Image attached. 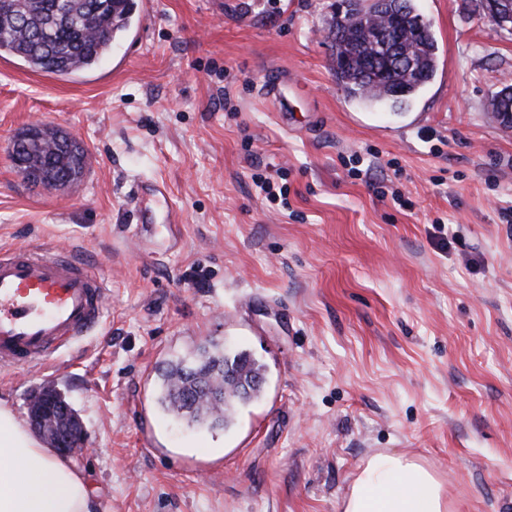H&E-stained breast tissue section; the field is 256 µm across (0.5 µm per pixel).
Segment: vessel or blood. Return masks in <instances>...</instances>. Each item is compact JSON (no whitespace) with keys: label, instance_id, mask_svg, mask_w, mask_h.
Masks as SVG:
<instances>
[{"label":"vessel or blood","instance_id":"obj_1","mask_svg":"<svg viewBox=\"0 0 512 512\" xmlns=\"http://www.w3.org/2000/svg\"><path fill=\"white\" fill-rule=\"evenodd\" d=\"M101 276L69 253L0 250V364L33 367L97 327Z\"/></svg>","mask_w":512,"mask_h":512}]
</instances>
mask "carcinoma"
Returning <instances> with one entry per match:
<instances>
[{
	"label": "carcinoma",
	"mask_w": 512,
	"mask_h": 512,
	"mask_svg": "<svg viewBox=\"0 0 512 512\" xmlns=\"http://www.w3.org/2000/svg\"><path fill=\"white\" fill-rule=\"evenodd\" d=\"M397 29L407 63L383 59L380 22L344 16L333 32V71L346 96L392 110L410 105L433 79L438 47L430 25L412 0H401ZM134 0H0V57L24 61L32 70L68 76L97 66L128 28ZM28 166L75 183L85 152L58 142L57 130L32 126L19 135ZM264 377L249 353L214 347L191 362L170 364L162 401L173 415L197 425L228 424L234 409L260 395L243 387Z\"/></svg>",
	"instance_id": "obj_1"
}]
</instances>
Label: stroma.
<instances>
[{
    "mask_svg": "<svg viewBox=\"0 0 512 512\" xmlns=\"http://www.w3.org/2000/svg\"><path fill=\"white\" fill-rule=\"evenodd\" d=\"M336 3L152 0L93 71L0 57V247L64 246L110 289L64 354L0 367V405L28 418L54 383L97 512H339L362 463L392 452L434 471L454 512H512V127L491 106L512 31L474 0H416L438 69L393 112L337 85ZM35 122L85 150L68 189L14 168ZM152 182L176 237L162 210L136 227ZM393 190L410 208L380 199ZM213 342L266 367L217 430L158 400L162 368ZM149 195L153 196V199H150L144 204L142 200V204L138 210V222L141 227H144V224H153L154 222L155 210L154 207L150 206V201H153L155 204H162L167 208L168 224H179V215L177 211L169 205L166 190L162 186L154 185L150 189Z\"/></svg>",
    "mask_w": 512,
    "mask_h": 512,
    "instance_id": "35a3bbf8",
    "label": "stroma"
}]
</instances>
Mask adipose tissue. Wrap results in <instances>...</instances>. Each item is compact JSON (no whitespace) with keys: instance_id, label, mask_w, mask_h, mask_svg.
<instances>
[{"instance_id":"adipose-tissue-1","label":"adipose tissue","mask_w":512,"mask_h":512,"mask_svg":"<svg viewBox=\"0 0 512 512\" xmlns=\"http://www.w3.org/2000/svg\"><path fill=\"white\" fill-rule=\"evenodd\" d=\"M0 512H95L86 475L0 406ZM341 512H451L440 478L403 455L369 458Z\"/></svg>"}]
</instances>
